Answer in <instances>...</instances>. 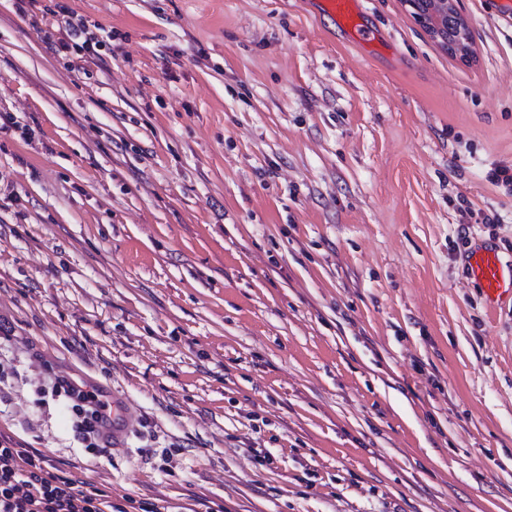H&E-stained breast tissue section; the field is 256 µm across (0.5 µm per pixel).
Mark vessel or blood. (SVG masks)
Returning a JSON list of instances; mask_svg holds the SVG:
<instances>
[{"instance_id": "obj_1", "label": "vessel or blood", "mask_w": 512, "mask_h": 512, "mask_svg": "<svg viewBox=\"0 0 512 512\" xmlns=\"http://www.w3.org/2000/svg\"><path fill=\"white\" fill-rule=\"evenodd\" d=\"M320 7L348 42L358 45L374 39V32L362 22L359 0H320ZM466 264L469 278L490 307L512 300V259H504L495 248L478 245L468 254Z\"/></svg>"}]
</instances>
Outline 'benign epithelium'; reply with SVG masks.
Masks as SVG:
<instances>
[{
	"instance_id": "obj_1",
	"label": "benign epithelium",
	"mask_w": 512,
	"mask_h": 512,
	"mask_svg": "<svg viewBox=\"0 0 512 512\" xmlns=\"http://www.w3.org/2000/svg\"><path fill=\"white\" fill-rule=\"evenodd\" d=\"M406 5L433 40L464 61L472 59L468 24L457 0H406Z\"/></svg>"
}]
</instances>
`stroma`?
<instances>
[{"label": "stroma", "instance_id": "obj_1", "mask_svg": "<svg viewBox=\"0 0 512 512\" xmlns=\"http://www.w3.org/2000/svg\"><path fill=\"white\" fill-rule=\"evenodd\" d=\"M0 0V435L127 512H512V24L465 62L312 0ZM147 436L92 456L47 372ZM171 446L165 458L149 448ZM51 2H56L53 4V7H46V14L62 17L61 23H64V26H59V30H62L64 36L68 40L61 41V47L65 50L74 49L78 54L81 53H97L95 47L98 46V42L94 41V37L90 34L86 27L82 24H75L69 17L71 11L69 8L61 2V0H54ZM78 40V41H77ZM360 0H320L322 13L327 15L344 38L355 45L376 38V33L362 22ZM466 264L469 278L491 308L512 300V258L505 260L495 248L478 245L467 255Z\"/></svg>", "mask_w": 512, "mask_h": 512}]
</instances>
